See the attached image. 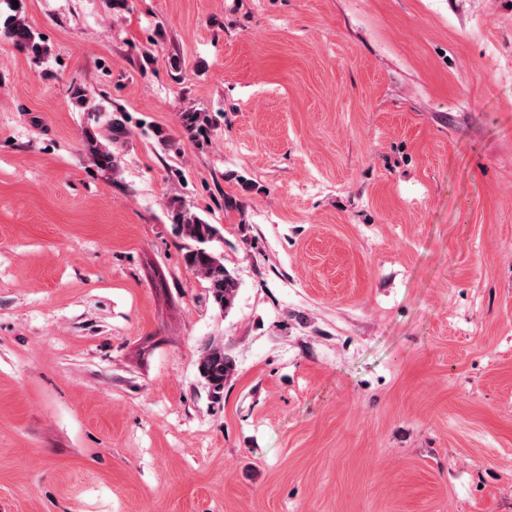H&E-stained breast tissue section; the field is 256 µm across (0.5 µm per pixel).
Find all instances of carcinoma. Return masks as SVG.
Here are the masks:
<instances>
[{
  "label": "carcinoma",
  "instance_id": "carcinoma-1",
  "mask_svg": "<svg viewBox=\"0 0 512 512\" xmlns=\"http://www.w3.org/2000/svg\"><path fill=\"white\" fill-rule=\"evenodd\" d=\"M2 4L6 9L0 8V32L20 50L35 57L46 53L44 42L28 25L20 8L13 6L12 0H0ZM179 119L181 130L187 137L197 142L208 141V133L213 127V118L209 113L186 110L179 113ZM81 141L85 154L94 165L105 170L115 168L112 151L94 132L88 128L83 130ZM169 217L178 233L193 242L184 255L185 264L208 282L209 295L219 312L228 313L234 305L239 282L224 266L223 256L209 247V243L220 236V230L183 204L170 206ZM234 371L235 360L224 350V345L211 341L203 347L197 372L212 396L218 397L224 392Z\"/></svg>",
  "mask_w": 512,
  "mask_h": 512
}]
</instances>
